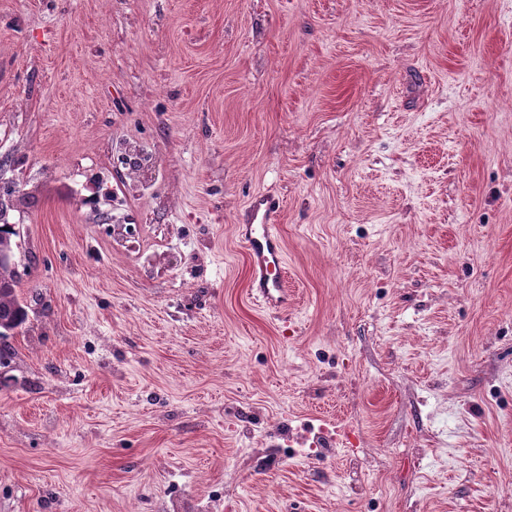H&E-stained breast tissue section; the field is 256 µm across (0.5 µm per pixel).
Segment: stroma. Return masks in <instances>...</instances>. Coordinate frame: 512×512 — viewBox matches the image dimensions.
<instances>
[{
  "label": "stroma",
  "instance_id": "stroma-1",
  "mask_svg": "<svg viewBox=\"0 0 512 512\" xmlns=\"http://www.w3.org/2000/svg\"><path fill=\"white\" fill-rule=\"evenodd\" d=\"M1 181L0 512H512V0H0ZM129 155L133 158L132 161H138V165L135 168L125 169L122 186L126 189H145L148 185L147 174L151 162V151L144 145L128 143L123 148L122 156ZM132 161H129L130 165L137 163ZM283 211L278 195L259 192L249 199L235 225L248 255L250 294L275 309L288 303L285 250L277 230ZM17 287L18 276L14 266L0 264V359L5 350L2 343L26 329L29 320L30 307L19 297Z\"/></svg>",
  "mask_w": 512,
  "mask_h": 512
}]
</instances>
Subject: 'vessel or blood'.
Returning <instances> with one entry per match:
<instances>
[{"label": "vessel or blood", "mask_w": 512, "mask_h": 512, "mask_svg": "<svg viewBox=\"0 0 512 512\" xmlns=\"http://www.w3.org/2000/svg\"><path fill=\"white\" fill-rule=\"evenodd\" d=\"M283 211L278 195L260 192L249 199L236 226L248 255L250 294L270 308L288 302L285 250L277 230Z\"/></svg>", "instance_id": "obj_1"}]
</instances>
